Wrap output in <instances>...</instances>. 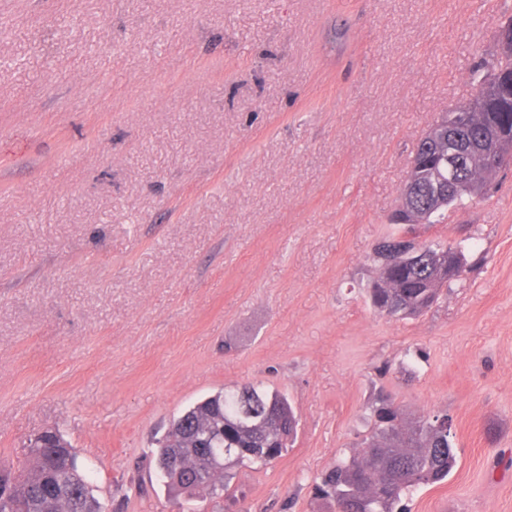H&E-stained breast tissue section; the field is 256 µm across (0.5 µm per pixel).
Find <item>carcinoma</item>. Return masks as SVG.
Segmentation results:
<instances>
[{"mask_svg":"<svg viewBox=\"0 0 512 512\" xmlns=\"http://www.w3.org/2000/svg\"><path fill=\"white\" fill-rule=\"evenodd\" d=\"M504 68L512 72V48L501 50L478 82L475 95L483 96L484 103L472 113L462 137L474 140L490 129L512 136V89L500 91L490 81ZM447 160L446 140L416 145L412 165L417 179L406 202L411 223L431 224L468 197L455 188L444 204L434 198L429 173ZM500 169L487 160L469 162L466 181L486 184ZM373 260L378 276L371 304L402 318L417 316L437 302L448 284V261L457 263L456 277L466 271L465 255L457 248L422 245L405 236L379 242ZM372 420L358 451L336 460L314 480V493L330 501L334 512H404V498L444 481L456 465L448 413L411 418L382 398L372 409ZM297 425L291 404L276 390L259 385L220 390L172 418L159 441L157 471L179 494L221 497L238 471L265 467L281 457ZM0 512H107V506L94 495L90 476L68 441L47 428L31 440L21 466L0 465Z\"/></svg>","mask_w":512,"mask_h":512,"instance_id":"obj_1","label":"carcinoma"}]
</instances>
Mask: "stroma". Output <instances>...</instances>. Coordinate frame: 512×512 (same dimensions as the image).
Here are the masks:
<instances>
[{"mask_svg": "<svg viewBox=\"0 0 512 512\" xmlns=\"http://www.w3.org/2000/svg\"><path fill=\"white\" fill-rule=\"evenodd\" d=\"M512 0H0V463L59 428L110 512H330L368 408L447 413L409 512H512V166L415 229L467 270L408 318L366 290L412 153ZM283 393L280 458L178 499L153 453L221 389Z\"/></svg>", "mask_w": 512, "mask_h": 512, "instance_id": "1", "label": "stroma"}]
</instances>
